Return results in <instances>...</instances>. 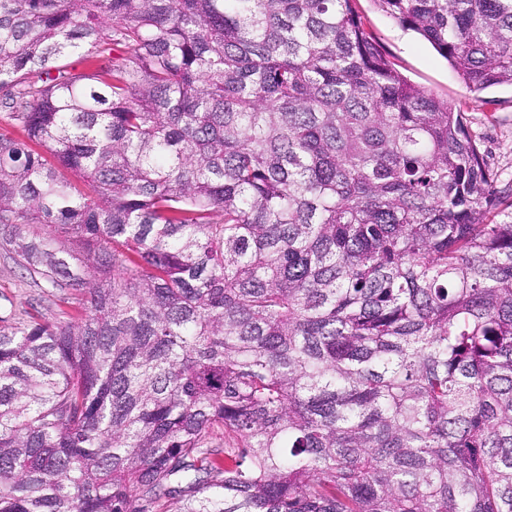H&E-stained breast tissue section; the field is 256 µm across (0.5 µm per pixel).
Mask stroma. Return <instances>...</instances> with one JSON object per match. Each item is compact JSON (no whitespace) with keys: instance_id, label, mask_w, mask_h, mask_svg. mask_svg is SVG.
Segmentation results:
<instances>
[{"instance_id":"35a3bbf8","label":"stroma","mask_w":512,"mask_h":512,"mask_svg":"<svg viewBox=\"0 0 512 512\" xmlns=\"http://www.w3.org/2000/svg\"><path fill=\"white\" fill-rule=\"evenodd\" d=\"M356 9L367 28L407 79L466 116L468 128L490 167L512 179V86L501 85L471 92L447 61L413 32L402 29L377 6L375 0H356ZM84 295L78 289L58 291L45 287L37 275L19 268L0 249V317L14 321L79 317Z\"/></svg>"}]
</instances>
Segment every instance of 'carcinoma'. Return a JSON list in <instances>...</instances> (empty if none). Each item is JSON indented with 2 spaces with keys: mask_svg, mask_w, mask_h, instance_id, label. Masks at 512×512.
Returning <instances> with one entry per match:
<instances>
[{
  "mask_svg": "<svg viewBox=\"0 0 512 512\" xmlns=\"http://www.w3.org/2000/svg\"><path fill=\"white\" fill-rule=\"evenodd\" d=\"M376 2L512 85V0ZM0 113L86 295L0 326V512H512V204L354 0H0Z\"/></svg>",
  "mask_w": 512,
  "mask_h": 512,
  "instance_id": "1",
  "label": "carcinoma"
}]
</instances>
